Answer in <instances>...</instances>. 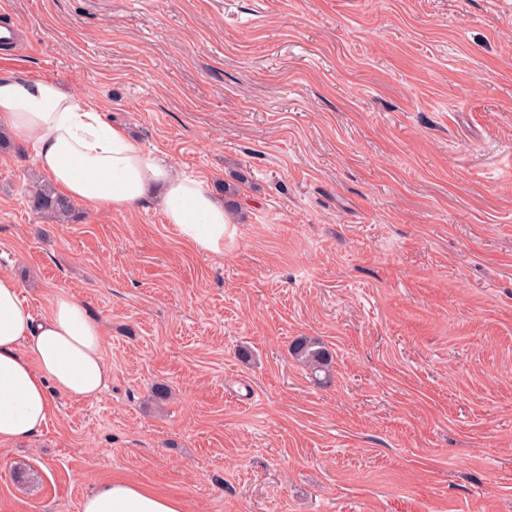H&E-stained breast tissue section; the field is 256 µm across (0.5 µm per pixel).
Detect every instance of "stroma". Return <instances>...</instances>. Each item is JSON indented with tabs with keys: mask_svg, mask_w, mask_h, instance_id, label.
<instances>
[{
	"mask_svg": "<svg viewBox=\"0 0 512 512\" xmlns=\"http://www.w3.org/2000/svg\"><path fill=\"white\" fill-rule=\"evenodd\" d=\"M11 23L0 74L243 218L220 254L155 200L62 224L27 204L33 146L0 148V273L36 313L84 302L112 372L0 444V512L115 477L186 512H512V0H0ZM292 350L295 358L316 380L322 381L330 377L332 356L321 342L307 337L300 338Z\"/></svg>",
	"mask_w": 512,
	"mask_h": 512,
	"instance_id": "obj_1",
	"label": "stroma"
}]
</instances>
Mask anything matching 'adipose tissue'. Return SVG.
Here are the masks:
<instances>
[{
	"label": "adipose tissue",
	"instance_id": "adipose-tissue-1",
	"mask_svg": "<svg viewBox=\"0 0 512 512\" xmlns=\"http://www.w3.org/2000/svg\"><path fill=\"white\" fill-rule=\"evenodd\" d=\"M1 128L33 144L38 170L73 203L132 210L155 198L181 239L202 252H223L232 217L208 183L145 152L90 99L53 80L2 76ZM103 333L79 299L57 295L38 315L18 282L0 274V443L37 434L54 410L53 393L76 401L101 394L111 377ZM82 512H185V504L115 478L85 496Z\"/></svg>",
	"mask_w": 512,
	"mask_h": 512
}]
</instances>
